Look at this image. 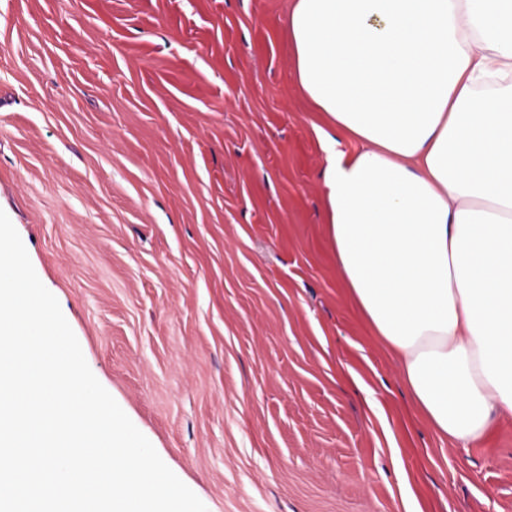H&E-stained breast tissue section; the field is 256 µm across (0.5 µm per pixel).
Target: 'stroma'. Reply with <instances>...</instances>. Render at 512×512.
<instances>
[{
    "label": "stroma",
    "instance_id": "1",
    "mask_svg": "<svg viewBox=\"0 0 512 512\" xmlns=\"http://www.w3.org/2000/svg\"><path fill=\"white\" fill-rule=\"evenodd\" d=\"M293 0H0V209L207 512H512L342 285Z\"/></svg>",
    "mask_w": 512,
    "mask_h": 512
}]
</instances>
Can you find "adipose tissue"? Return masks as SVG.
I'll use <instances>...</instances> for the list:
<instances>
[{
    "mask_svg": "<svg viewBox=\"0 0 512 512\" xmlns=\"http://www.w3.org/2000/svg\"><path fill=\"white\" fill-rule=\"evenodd\" d=\"M288 41L342 283L437 437L481 442L512 418V0H294Z\"/></svg>",
    "mask_w": 512,
    "mask_h": 512,
    "instance_id": "ef3b65f1",
    "label": "adipose tissue"
}]
</instances>
